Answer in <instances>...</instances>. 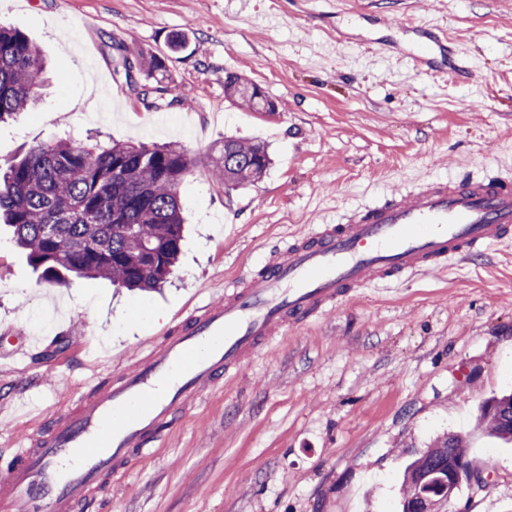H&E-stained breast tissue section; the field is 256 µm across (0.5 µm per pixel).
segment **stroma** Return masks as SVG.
<instances>
[{"label": "stroma", "mask_w": 512, "mask_h": 512, "mask_svg": "<svg viewBox=\"0 0 512 512\" xmlns=\"http://www.w3.org/2000/svg\"><path fill=\"white\" fill-rule=\"evenodd\" d=\"M442 24L460 66L421 71L407 28ZM0 25L47 62L41 101L0 125V167L58 137L177 143L200 163L180 187L186 239L164 288L40 281L0 234V458L79 395L133 365L176 316L259 271L293 235L387 192L485 172L512 176V0H0ZM186 47L171 52L172 37ZM162 57L178 105L150 107L139 74L112 77V40ZM233 71L278 102L240 108ZM486 101L483 109L474 108ZM260 138L273 165L225 194V136ZM512 392V236L480 256L372 285L277 337L188 408L151 456L97 497L102 512H401L406 464L462 435L492 480L439 512H512V443L477 417Z\"/></svg>", "instance_id": "1"}]
</instances>
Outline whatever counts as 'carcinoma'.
Returning <instances> with one entry per match:
<instances>
[{
	"mask_svg": "<svg viewBox=\"0 0 512 512\" xmlns=\"http://www.w3.org/2000/svg\"><path fill=\"white\" fill-rule=\"evenodd\" d=\"M114 77L132 87L129 56L135 50L112 42ZM45 65L38 46L24 32L0 26V124L33 106ZM224 91L243 107L266 110L268 98L235 72H224ZM181 100L157 80L150 106ZM272 158L258 139L224 138L215 166L232 192L261 180ZM195 160L177 144L109 146L72 139L43 142L0 172V222L11 227L26 260L41 279L62 285L75 274L107 279L128 289L153 290L167 282L177 263L185 218L179 189ZM482 408L485 428L512 440V395ZM472 470L466 442L450 434L411 461L404 471L410 505L438 486L447 467Z\"/></svg>",
	"mask_w": 512,
	"mask_h": 512,
	"instance_id": "obj_1",
	"label": "carcinoma"
}]
</instances>
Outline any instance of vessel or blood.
I'll return each instance as SVG.
<instances>
[{"instance_id":"obj_1","label":"vessel or blood","mask_w":512,"mask_h":512,"mask_svg":"<svg viewBox=\"0 0 512 512\" xmlns=\"http://www.w3.org/2000/svg\"><path fill=\"white\" fill-rule=\"evenodd\" d=\"M434 68L446 31L414 26ZM512 234V178L432 181L319 224L271 254L262 272L167 329L111 386L78 398L0 466V512H83L130 449L153 453L187 407L238 374L277 336L318 320L357 289L445 266Z\"/></svg>"}]
</instances>
